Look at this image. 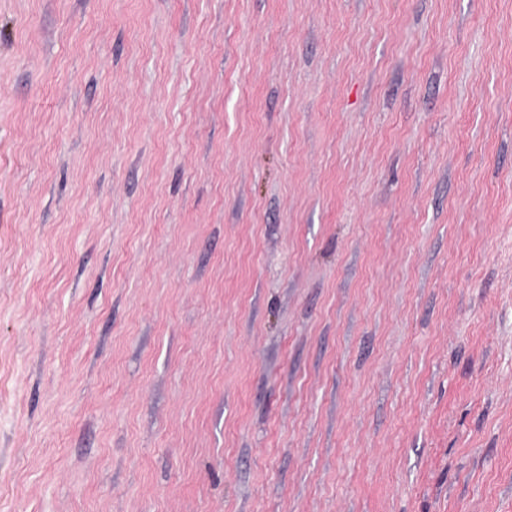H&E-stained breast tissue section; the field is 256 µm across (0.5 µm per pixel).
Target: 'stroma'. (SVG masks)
<instances>
[{"label":"stroma","instance_id":"1","mask_svg":"<svg viewBox=\"0 0 512 512\" xmlns=\"http://www.w3.org/2000/svg\"><path fill=\"white\" fill-rule=\"evenodd\" d=\"M0 512H512V0H0Z\"/></svg>","mask_w":512,"mask_h":512}]
</instances>
